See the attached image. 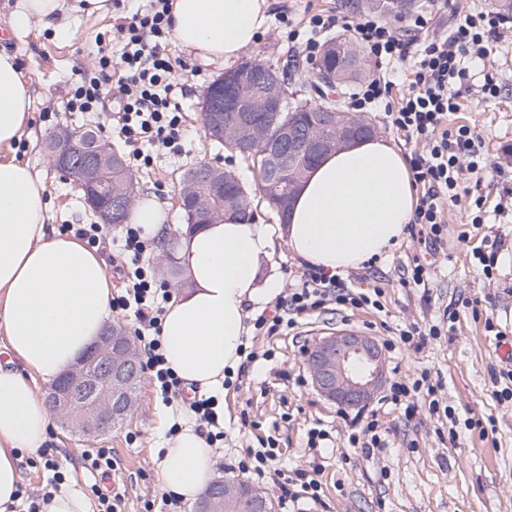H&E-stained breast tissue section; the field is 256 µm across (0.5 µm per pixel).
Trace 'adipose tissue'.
<instances>
[{
    "instance_id": "ef3b65f1",
    "label": "adipose tissue",
    "mask_w": 512,
    "mask_h": 512,
    "mask_svg": "<svg viewBox=\"0 0 512 512\" xmlns=\"http://www.w3.org/2000/svg\"><path fill=\"white\" fill-rule=\"evenodd\" d=\"M269 0H172L173 40L205 64L231 65L269 25ZM62 0H17L13 35L32 24L59 30ZM32 90L16 57L0 51V332L21 362L0 365V512H14L24 456L49 441L52 421L31 377L55 381L109 322L112 283L105 262L75 237L47 229L45 187L12 159L28 125ZM416 206L412 175L394 144L373 137L324 157L305 176L283 224L293 255L330 273L357 268L398 245ZM157 252L171 254L183 281L165 309L159 339L168 365L202 394L220 391L241 360L244 307L277 294L262 265L274 250L268 225L228 211L195 229L166 223L154 199L135 204ZM160 481L193 502L213 478L215 450L194 424L162 442Z\"/></svg>"
}]
</instances>
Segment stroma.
<instances>
[{
  "label": "stroma",
  "instance_id": "35a3bbf8",
  "mask_svg": "<svg viewBox=\"0 0 512 512\" xmlns=\"http://www.w3.org/2000/svg\"><path fill=\"white\" fill-rule=\"evenodd\" d=\"M15 2L0 0V49L17 52L22 75L36 91L30 124L15 157L41 176L49 223L57 227L97 223L80 188L50 165L43 143L62 126L100 128L104 113L67 111L69 80L75 70H93L97 38L111 31L121 17L146 8L148 0H125L119 8L107 0L103 9L90 14L68 12L64 30L35 25L19 38L6 30ZM312 9L340 16L348 13L343 0H270L269 27L258 45L245 53L246 58L256 57L277 68L289 67L288 87L301 95L306 92L304 83L312 64L295 60L278 18L286 12L300 22ZM224 71L216 63L187 60L180 72L189 130L184 150L179 155L159 152L151 167L133 168L135 194L156 195L171 222L181 223L177 197L183 175L206 163L232 171L246 185L256 223L278 224V216L257 188L250 162L215 145L204 128L202 96ZM493 75L500 86L498 96L488 99L466 93L451 117L452 122L476 128L488 156L487 169L471 187L473 195L487 199L482 226L476 229L466 224L462 213L452 208L440 243L430 246L408 235L378 259L374 268L349 270L352 287L383 289V311L330 303L301 315L294 329L279 335L247 333L245 345L257 359L240 362L220 397L224 437L213 443L214 472L263 488L278 500V512H291L281 501L279 484L238 467L246 449L257 447L267 437L276 439L283 469H305L313 463L322 467L321 500L301 504L300 512H512V402L499 401L493 393V379L505 360L498 352V340L485 328L486 316H493L506 338L512 339V212L495 209L506 188L512 187V45L499 51ZM46 109L54 115L44 122L39 114ZM486 237L499 243L497 267L489 281L483 279L471 254ZM416 257L432 269L423 289L402 284ZM473 297L480 300L477 309L462 306V299ZM449 308L456 312L452 336L426 337L417 350L397 344L399 328L434 321ZM343 327L362 330L383 346L394 343V350L385 354L388 380L408 382L429 371L432 382L439 385L437 406L421 399L415 415L408 419L401 409L380 400L360 411H346L325 399L313 386L305 360L323 332ZM137 402L125 424L96 437L81 436L54 422L50 445L65 457L61 467L66 486L90 495L101 474L89 468L86 457L108 448L117 464L113 476L124 496L122 512H144L148 500L154 504L153 512H194L193 507L169 498L158 473L159 448L178 413L177 406L162 402L147 378L140 384ZM450 409L459 414L460 424L450 423L446 415ZM244 415L252 420V427H242ZM371 416L386 434V453L368 455L348 443L350 434ZM467 416L481 420L483 431L467 429L463 424ZM317 422L328 428L331 440L315 452L307 446V431Z\"/></svg>",
  "mask_w": 512,
  "mask_h": 512
}]
</instances>
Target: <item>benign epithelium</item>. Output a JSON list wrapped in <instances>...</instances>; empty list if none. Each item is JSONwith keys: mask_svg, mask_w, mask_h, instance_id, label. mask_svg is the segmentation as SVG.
<instances>
[{"mask_svg": "<svg viewBox=\"0 0 512 512\" xmlns=\"http://www.w3.org/2000/svg\"><path fill=\"white\" fill-rule=\"evenodd\" d=\"M222 91L204 95L207 124L214 137L242 152H256L261 181L271 183L295 168L306 169L320 157L376 135V128L355 112L320 108L317 127L301 133L284 124L270 136L268 119L277 116L288 96L281 72L264 67L261 86L245 90L239 69L224 73ZM236 113L232 123L224 112ZM52 167L70 170L85 193L86 202L97 208L106 199L109 217L122 223L133 202L131 190L101 176L103 156L98 140L84 136L77 154L68 148L48 154ZM179 204L192 214L203 206L197 177L182 184ZM385 354L367 333L352 328L336 329L318 338L309 350L306 369L313 386L344 409L360 410L375 397L385 379ZM141 379V364L128 337L107 329L80 361L54 383L47 395L52 412L61 414L84 435L92 436L124 420L131 413ZM221 500L236 512H275L274 500L265 490L232 477L212 482L199 502V512Z\"/></svg>", "mask_w": 512, "mask_h": 512, "instance_id": "obj_1", "label": "benign epithelium"}]
</instances>
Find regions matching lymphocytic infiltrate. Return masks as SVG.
Returning a JSON list of instances; mask_svg holds the SVG:
<instances>
[{
  "label": "lymphocytic infiltrate",
  "mask_w": 512,
  "mask_h": 512,
  "mask_svg": "<svg viewBox=\"0 0 512 512\" xmlns=\"http://www.w3.org/2000/svg\"><path fill=\"white\" fill-rule=\"evenodd\" d=\"M148 8L136 11L116 27L115 36L100 37L96 43V65L80 73L70 84L67 109L71 112H100L105 98H112L107 125L132 149L138 165L150 166L158 150L181 153L187 136L181 97L183 85L176 77L178 61L168 52L171 0H149ZM309 36L298 30L288 38L306 58H314L320 47V32L334 26L350 29L355 41L377 62L409 63L406 89L397 109L387 110L391 126L406 140L420 139L422 153L410 159L413 181L421 193L417 199L412 235L427 243L440 241L447 222L448 207L473 211V226H480L483 197H470L463 189L465 173H480L488 164L482 138L467 125L449 127L448 117L460 108L462 93L480 90L496 96L498 88L486 61L495 57L512 37V19L494 12L468 11L447 36L425 43L398 33L372 16L351 21L344 16L313 15ZM105 111V110H104ZM148 242L138 225L124 228L121 250L115 263L120 278L131 289L113 296L114 312H133L141 322L136 337L144 345L142 370L165 402H172L183 385L166 363L158 333L164 313L163 302L171 294L158 284L146 258ZM381 288L363 292L349 288L338 275L307 266L287 299L272 312H260L253 320L255 330L275 335L293 328L297 317L333 301L340 306L382 310Z\"/></svg>",
  "instance_id": "1"
}]
</instances>
